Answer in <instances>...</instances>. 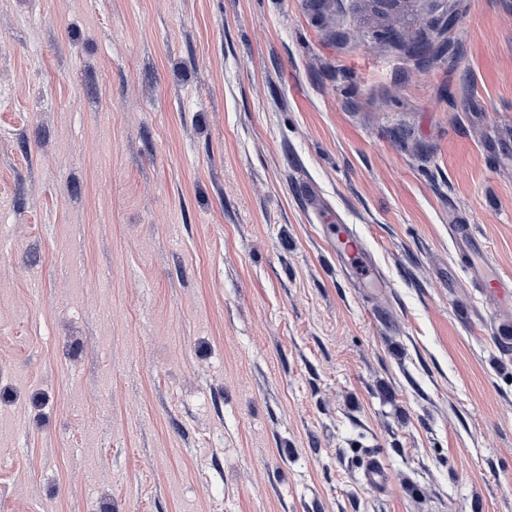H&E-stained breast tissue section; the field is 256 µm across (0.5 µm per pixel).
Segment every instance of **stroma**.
<instances>
[{
  "label": "stroma",
  "instance_id": "1",
  "mask_svg": "<svg viewBox=\"0 0 512 512\" xmlns=\"http://www.w3.org/2000/svg\"><path fill=\"white\" fill-rule=\"evenodd\" d=\"M425 5L0 0V512H512V0ZM355 11L357 12L360 22L367 28H373L377 25L378 21L384 26V30L389 25V17L386 12L379 9V7L373 3L374 1L365 2L355 1ZM390 8L400 13L404 18V27L399 36L401 37L400 40L407 39L416 50L424 48L427 31L432 27L421 28L427 25L425 17L421 12L425 11L422 1L417 3L412 0H397L390 5ZM336 255L360 285L381 286L384 283L378 270L368 259L366 249L356 233L341 232L337 235ZM469 269L475 275L474 282L477 288H481L488 298L494 301L502 302L507 300V307L504 309L505 321L508 324L506 334H510L512 329V318L509 320V314L512 315V274L490 270L484 265L478 264L469 255Z\"/></svg>",
  "mask_w": 512,
  "mask_h": 512
}]
</instances>
